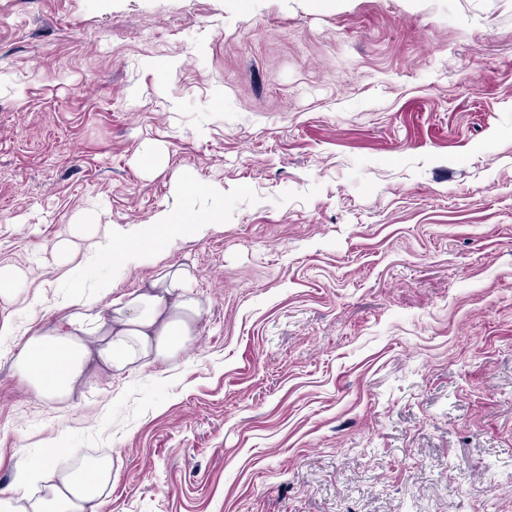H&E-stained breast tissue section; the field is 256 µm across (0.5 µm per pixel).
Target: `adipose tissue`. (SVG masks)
Instances as JSON below:
<instances>
[{
	"instance_id": "1",
	"label": "adipose tissue",
	"mask_w": 512,
	"mask_h": 512,
	"mask_svg": "<svg viewBox=\"0 0 512 512\" xmlns=\"http://www.w3.org/2000/svg\"><path fill=\"white\" fill-rule=\"evenodd\" d=\"M185 218L171 210L156 214L154 232L132 237L106 231L93 244L97 254L119 265L134 256L166 251L185 232ZM188 266L167 267L153 280L94 309L71 301L57 324L37 330L23 345L18 374L45 396H69L90 364L123 373L167 360L199 333L203 304L193 295ZM112 491V462L100 459L80 470L57 468L49 477L18 468L13 487L0 490V512H100Z\"/></svg>"
}]
</instances>
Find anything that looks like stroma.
<instances>
[{
  "instance_id": "1",
  "label": "stroma",
  "mask_w": 512,
  "mask_h": 512,
  "mask_svg": "<svg viewBox=\"0 0 512 512\" xmlns=\"http://www.w3.org/2000/svg\"><path fill=\"white\" fill-rule=\"evenodd\" d=\"M165 209L220 217L166 257L200 336L35 394L26 332L160 268L90 237ZM0 267L1 489L55 444L101 512H512V0H0Z\"/></svg>"
}]
</instances>
